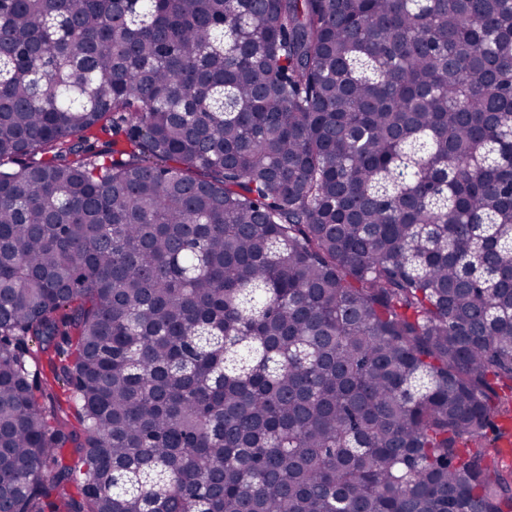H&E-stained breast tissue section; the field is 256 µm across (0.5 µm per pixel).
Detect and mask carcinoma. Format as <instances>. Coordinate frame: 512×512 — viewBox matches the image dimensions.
I'll return each mask as SVG.
<instances>
[{
  "instance_id": "cac0c4a2",
  "label": "carcinoma",
  "mask_w": 512,
  "mask_h": 512,
  "mask_svg": "<svg viewBox=\"0 0 512 512\" xmlns=\"http://www.w3.org/2000/svg\"><path fill=\"white\" fill-rule=\"evenodd\" d=\"M509 418L512 0H0V512H512Z\"/></svg>"
}]
</instances>
